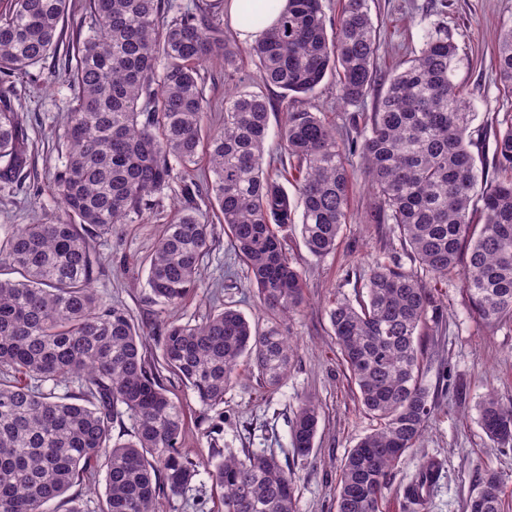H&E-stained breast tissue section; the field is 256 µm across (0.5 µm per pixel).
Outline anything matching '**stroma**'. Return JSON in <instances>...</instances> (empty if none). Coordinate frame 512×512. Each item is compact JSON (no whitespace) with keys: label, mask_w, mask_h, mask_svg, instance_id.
Masks as SVG:
<instances>
[{"label":"stroma","mask_w":512,"mask_h":512,"mask_svg":"<svg viewBox=\"0 0 512 512\" xmlns=\"http://www.w3.org/2000/svg\"><path fill=\"white\" fill-rule=\"evenodd\" d=\"M369 8L381 42L375 59L381 75L391 74L418 55L426 35L435 29H445L452 36L459 47L455 81L476 112L470 127L471 151L477 168H484L491 124L512 116V93L500 84L494 60L500 30L512 24V0H369ZM257 71L255 60L244 58L242 80L271 103L266 154L275 158L280 153L277 132L286 107L279 88L258 82ZM14 82L15 109L24 117L38 180L32 190L0 188V233L9 225L35 224L58 213L51 187L65 159L67 85L35 83L27 75L15 77ZM376 99L372 93L361 103H342L336 95V79L329 76L307 104L312 111L324 113L340 133L352 136L363 130ZM181 187V182H172L157 196L153 209L133 222L116 225L96 245L95 290L127 308L143 328L151 352L157 349L164 322L199 321L218 302L234 306L250 319L264 317L223 225L206 205L200 206L199 214L213 225L214 241L203 261L201 288L174 310L152 302L143 260L154 250L175 209L185 205ZM370 203L367 187L356 183L351 218L335 252L322 259L308 254L299 227H289L284 243L302 269L307 288L300 315L287 322L289 337L297 344L288 375L276 389L246 380L224 397L221 446L277 455L295 481L298 512H336L340 465L358 440L378 426L361 407L358 388L342 363L327 316L334 299L353 297L372 258L385 252L402 253L388 225L365 223ZM435 295L445 309V325L439 332L424 330L422 342L426 383L436 409L417 447L404 457L385 491V512H466L472 490L489 472L503 478L505 512H512V447H494L478 423V404L486 393L512 406V322L486 327L471 311L459 278L439 283ZM166 386L186 411L182 447L210 463L207 426L197 419L194 395L173 378ZM309 395L317 398L321 419L312 453L301 457L291 446L290 421L300 399ZM430 462L438 464L440 475L419 507L406 490ZM161 510L224 512V505L210 475L203 471L187 496L163 499Z\"/></svg>","instance_id":"stroma-1"}]
</instances>
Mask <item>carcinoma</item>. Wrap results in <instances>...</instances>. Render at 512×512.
<instances>
[{
  "instance_id": "obj_1",
  "label": "carcinoma",
  "mask_w": 512,
  "mask_h": 512,
  "mask_svg": "<svg viewBox=\"0 0 512 512\" xmlns=\"http://www.w3.org/2000/svg\"><path fill=\"white\" fill-rule=\"evenodd\" d=\"M90 34L75 67L41 72L64 79L66 160L53 194L67 219L18 224L0 238V512H45V505L105 472L101 512H159L185 494L200 462L178 447L185 412L164 380L176 377L209 422L211 471L224 512H298L294 480L272 454L240 455L217 444L224 395L238 367L274 389L294 349L286 318L304 303L303 272L281 233L301 212L308 253L336 250L348 223L354 181L371 191V223L388 224L411 268L396 256L372 259L355 300L328 309L342 360L363 410L379 428L359 439L336 482V512H381L383 490L420 440L435 409L424 379L422 330L443 324L434 283L461 275L471 310L488 326L512 320V121L493 131L496 176L474 194V112L455 83L458 46L448 32L429 34L407 66L378 78L377 31L367 0H343L332 26L321 0H265L245 20L274 25L247 49L258 80L282 90L287 112L280 147L293 164L274 176L264 167L270 102L242 85L238 50L208 6L174 8L171 0H92ZM69 0H7L0 12V184L33 176L12 77L42 67L57 53ZM224 62V123L207 125L200 67ZM496 70L512 90V25L501 33ZM344 103L385 90L365 129L340 139L305 100L326 76ZM361 158L348 169L349 153ZM207 164L208 176L184 187L175 211L146 258L153 302L175 308L201 287L212 225L194 198L218 219L246 268L265 326L226 307L191 325L164 324L159 354L143 352L144 332L129 311L93 288L94 241L151 209L175 171ZM292 179L295 192L282 180ZM71 387L60 394L62 383ZM215 415H210V412ZM127 415L130 438L112 436ZM320 412L307 397L294 412L291 444L312 453ZM478 421L489 440L512 444V406L486 394ZM468 512H504L503 479L486 474Z\"/></svg>"
}]
</instances>
